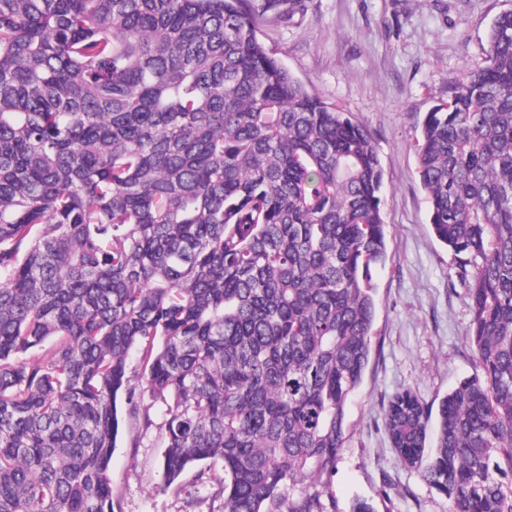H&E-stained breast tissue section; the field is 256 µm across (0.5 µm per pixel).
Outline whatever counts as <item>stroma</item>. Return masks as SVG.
Segmentation results:
<instances>
[{
	"label": "stroma",
	"mask_w": 512,
	"mask_h": 512,
	"mask_svg": "<svg viewBox=\"0 0 512 512\" xmlns=\"http://www.w3.org/2000/svg\"><path fill=\"white\" fill-rule=\"evenodd\" d=\"M293 15L260 27L265 47L320 100L373 136L384 171L386 260L372 267L376 317L361 387L346 407L344 445L327 480L335 512L353 500L373 512H448L447 497L397 458L383 407L410 390L429 412L479 374L468 340L470 299L462 264L437 240L417 170L421 123L448 98L463 69L482 61L492 19L512 0H301ZM112 457L115 512H224V466L206 483L187 471L163 487L155 431L119 406Z\"/></svg>",
	"instance_id": "stroma-1"
}]
</instances>
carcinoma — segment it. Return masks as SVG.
<instances>
[{
    "instance_id": "carcinoma-1",
    "label": "carcinoma",
    "mask_w": 512,
    "mask_h": 512,
    "mask_svg": "<svg viewBox=\"0 0 512 512\" xmlns=\"http://www.w3.org/2000/svg\"><path fill=\"white\" fill-rule=\"evenodd\" d=\"M281 0H0V512H114L118 401L163 486L332 512L386 258L370 132L260 41ZM434 235L480 374L383 425L449 512H512V10L426 113Z\"/></svg>"
}]
</instances>
